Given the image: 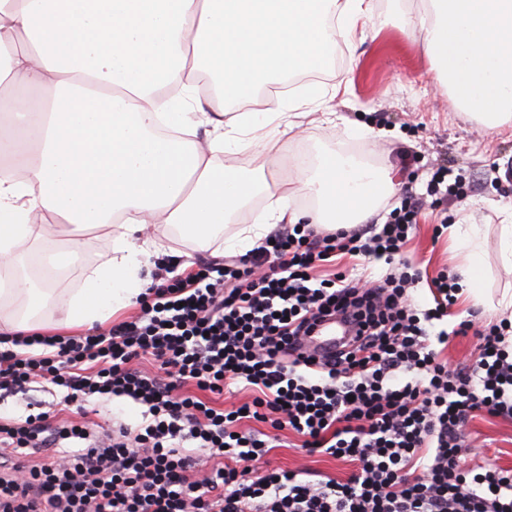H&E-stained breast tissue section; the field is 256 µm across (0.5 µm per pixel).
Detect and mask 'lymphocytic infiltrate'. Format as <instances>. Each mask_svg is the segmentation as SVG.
Returning a JSON list of instances; mask_svg holds the SVG:
<instances>
[{"instance_id": "1", "label": "lymphocytic infiltrate", "mask_w": 512, "mask_h": 512, "mask_svg": "<svg viewBox=\"0 0 512 512\" xmlns=\"http://www.w3.org/2000/svg\"><path fill=\"white\" fill-rule=\"evenodd\" d=\"M419 209L407 196L382 224H294L241 256L174 276L159 265L130 320L0 338V392L59 395L53 411L0 416V512H512L511 468L460 464L476 412L512 418V321L461 320L478 355L449 370L434 324L458 277L440 272L419 309L421 273L400 258ZM380 258L386 273L365 274ZM336 313L356 320L353 343L321 361L298 353ZM241 393L243 405L217 403ZM114 398L141 422L97 429L88 403ZM284 430L356 471L257 472Z\"/></svg>"}]
</instances>
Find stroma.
<instances>
[{
  "label": "stroma",
  "instance_id": "stroma-1",
  "mask_svg": "<svg viewBox=\"0 0 512 512\" xmlns=\"http://www.w3.org/2000/svg\"><path fill=\"white\" fill-rule=\"evenodd\" d=\"M337 50L340 62L324 79L337 81L346 70L351 84L347 95L328 104L336 120L306 124L303 137L289 138L285 151L230 154L221 161L245 171L261 166L268 177L285 178L295 173L294 158L312 154L318 147L351 153L374 164L383 161L396 171L401 168L399 154L405 151L416 158L411 168L417 173L413 187L419 193L424 192L437 166L473 175L475 186L467 198L448 201L442 209L424 207L404 251L405 259L427 275L412 292L415 303L424 309L431 299L428 279L443 270L460 272L466 259L459 240L447 234L435 236V225L446 220L481 228L486 299L473 303L460 298L451 316L437 324L438 329L450 333L443 352L448 367L459 368L476 357L477 339L471 334L453 335V328L468 317L479 325L500 320L497 301L503 288L512 285V270L504 268L500 260L501 226L512 212V179L504 176L512 169V132L488 130L473 118L452 111L447 94L434 87L421 44L409 33L404 16H397L393 25L380 32L370 31L364 39L338 45ZM354 122L372 128V136L351 138L346 126ZM463 433L472 446L465 466L492 463L512 468V419L480 413L464 426ZM297 441L294 434H286L283 447L270 452L271 464L339 481L351 474V464L323 454H307L297 448Z\"/></svg>",
  "mask_w": 512,
  "mask_h": 512
}]
</instances>
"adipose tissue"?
Masks as SVG:
<instances>
[{
	"mask_svg": "<svg viewBox=\"0 0 512 512\" xmlns=\"http://www.w3.org/2000/svg\"><path fill=\"white\" fill-rule=\"evenodd\" d=\"M374 0H0V335H54L103 323L151 283L179 228L199 249L232 253L280 224L351 228L396 186L388 165L322 152L295 178L219 164L240 149L269 151L346 90L348 78L301 86L288 102L238 111L271 77L325 72L337 43L392 24ZM408 27L456 111L512 130V0H422ZM213 91L194 98L201 76ZM179 84L186 99L163 88ZM252 223L224 225L252 198ZM314 199L299 207L301 197ZM108 238L85 264L88 237ZM462 283L480 299L475 224H459ZM51 240L49 265L82 267L59 290L26 270V243Z\"/></svg>",
	"mask_w": 512,
	"mask_h": 512,
	"instance_id": "ef3b65f1",
	"label": "adipose tissue"
}]
</instances>
